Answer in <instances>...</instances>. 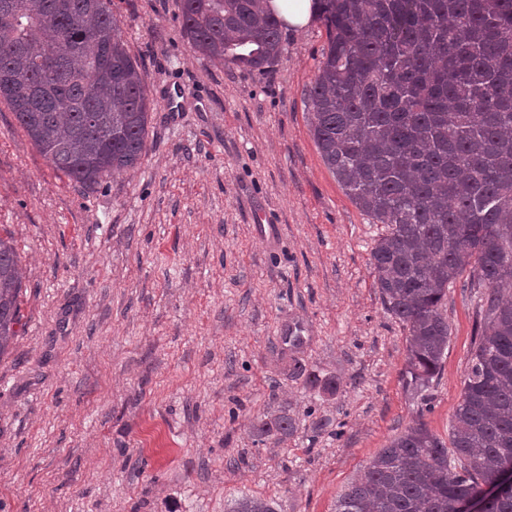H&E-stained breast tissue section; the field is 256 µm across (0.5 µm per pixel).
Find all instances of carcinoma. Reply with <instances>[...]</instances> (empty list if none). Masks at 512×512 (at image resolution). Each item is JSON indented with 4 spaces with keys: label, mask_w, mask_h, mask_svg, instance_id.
Instances as JSON below:
<instances>
[{
    "label": "carcinoma",
    "mask_w": 512,
    "mask_h": 512,
    "mask_svg": "<svg viewBox=\"0 0 512 512\" xmlns=\"http://www.w3.org/2000/svg\"><path fill=\"white\" fill-rule=\"evenodd\" d=\"M0 25V101L53 169L91 189L135 169L151 101L113 32L112 0H11ZM327 47L306 95L324 165L373 224L374 285L408 331L402 373L429 404L451 330L448 289L474 294L477 340L444 442L422 420L390 440L337 496L335 512H455L512 466V0H316ZM190 46L263 72L282 55L264 0H180ZM50 62L47 81L37 71ZM19 256L0 238V356L17 337ZM291 376L336 394V376L299 357ZM298 428L288 406L256 417L255 441ZM231 512H274L255 497Z\"/></svg>",
    "instance_id": "obj_1"
}]
</instances>
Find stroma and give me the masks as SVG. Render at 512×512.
<instances>
[{
  "mask_svg": "<svg viewBox=\"0 0 512 512\" xmlns=\"http://www.w3.org/2000/svg\"><path fill=\"white\" fill-rule=\"evenodd\" d=\"M152 110L133 171L86 190L0 103V237L22 268L0 356V512H334L336 497L423 418L447 438L475 339L469 289L431 407L404 386L407 331L374 286L383 227L345 195L309 132L322 23L283 31L268 71L222 66L182 33L180 0H112ZM340 381L288 375L284 324ZM288 405L284 442L252 424Z\"/></svg>",
  "mask_w": 512,
  "mask_h": 512,
  "instance_id": "35a3bbf8",
  "label": "stroma"
}]
</instances>
